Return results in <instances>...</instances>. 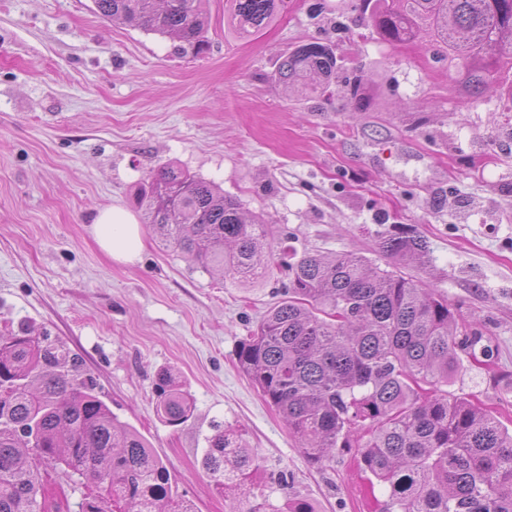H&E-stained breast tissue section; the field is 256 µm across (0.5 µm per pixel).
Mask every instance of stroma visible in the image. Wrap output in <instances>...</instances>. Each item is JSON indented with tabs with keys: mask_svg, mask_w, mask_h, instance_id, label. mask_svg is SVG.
<instances>
[{
	"mask_svg": "<svg viewBox=\"0 0 512 512\" xmlns=\"http://www.w3.org/2000/svg\"><path fill=\"white\" fill-rule=\"evenodd\" d=\"M359 4L288 0L273 25L240 38L224 31V0H210L208 49L195 56L101 17L92 0H0V333L29 325L76 353L191 512L240 507L199 466L219 425L255 450V486L273 503L380 512L385 491L352 453L310 462L235 360L285 274L243 286L147 228L133 263L99 247L98 211L134 209L140 183L168 164L267 220L277 254L384 267L382 237H423L428 251L405 273L493 351L487 363L461 354L448 393L512 430V95L471 94L429 37L378 40ZM309 42L333 45L361 85L278 83L280 57ZM164 374L192 399L185 424L155 414Z\"/></svg>",
	"mask_w": 512,
	"mask_h": 512,
	"instance_id": "35a3bbf8",
	"label": "stroma"
}]
</instances>
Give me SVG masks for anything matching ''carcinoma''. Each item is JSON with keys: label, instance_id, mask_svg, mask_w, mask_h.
I'll use <instances>...</instances> for the list:
<instances>
[{"label": "carcinoma", "instance_id": "cac0c4a2", "mask_svg": "<svg viewBox=\"0 0 512 512\" xmlns=\"http://www.w3.org/2000/svg\"><path fill=\"white\" fill-rule=\"evenodd\" d=\"M207 0H93L108 19L206 49ZM284 0H224V23L240 37L272 24ZM361 19L389 44L428 35L472 93H512V0H361ZM335 49L298 46L277 68L286 85L330 82ZM135 205L164 246L205 270L251 283L287 272L284 298L241 342L236 358L314 463L356 448L386 490L382 512H512V432L444 386L466 351L492 357L479 337L456 339L448 300L400 269L355 254L317 253L264 262L269 225L245 217L213 183L163 167L141 183ZM378 249L398 265L427 251L419 237L390 235ZM187 394L162 376L158 418L189 420ZM201 467L235 512H314L302 499L275 505L254 492L260 460L239 431L208 438ZM80 494L75 512H190L172 495L170 472L147 440L121 424L93 378L64 344L22 330L0 336V512H48L38 496L48 470Z\"/></svg>", "mask_w": 512, "mask_h": 512}]
</instances>
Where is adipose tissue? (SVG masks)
<instances>
[{
    "instance_id": "ef3b65f1",
    "label": "adipose tissue",
    "mask_w": 512,
    "mask_h": 512,
    "mask_svg": "<svg viewBox=\"0 0 512 512\" xmlns=\"http://www.w3.org/2000/svg\"><path fill=\"white\" fill-rule=\"evenodd\" d=\"M92 231L102 249L115 261L134 262L142 248L140 226L123 207L112 206L100 210Z\"/></svg>"
}]
</instances>
